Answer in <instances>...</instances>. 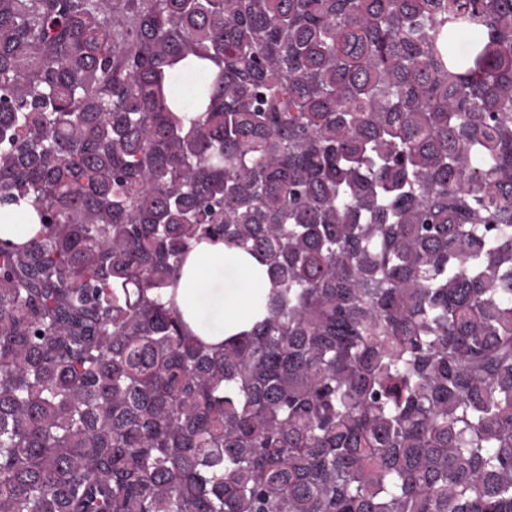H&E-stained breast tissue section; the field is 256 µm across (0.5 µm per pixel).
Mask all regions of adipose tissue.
Here are the masks:
<instances>
[{"label": "adipose tissue", "mask_w": 512, "mask_h": 512, "mask_svg": "<svg viewBox=\"0 0 512 512\" xmlns=\"http://www.w3.org/2000/svg\"><path fill=\"white\" fill-rule=\"evenodd\" d=\"M39 230L36 211L28 205L0 208V238L22 242ZM233 271L237 286L224 292V273ZM253 259H236L223 243L202 241L193 246L178 278V302L192 329L208 323L209 338L223 340L248 325L253 305L265 288Z\"/></svg>", "instance_id": "ef3b65f1"}]
</instances>
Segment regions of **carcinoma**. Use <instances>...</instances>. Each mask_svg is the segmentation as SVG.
<instances>
[{
  "instance_id": "carcinoma-1",
  "label": "carcinoma",
  "mask_w": 512,
  "mask_h": 512,
  "mask_svg": "<svg viewBox=\"0 0 512 512\" xmlns=\"http://www.w3.org/2000/svg\"><path fill=\"white\" fill-rule=\"evenodd\" d=\"M22 202L0 512H512V0H0ZM237 254L239 251L224 248V242L201 241L189 251L178 278V302L185 321L211 341H221L248 325L256 298L267 288L253 259L244 255L234 262ZM224 270L233 271L237 279L235 291L225 299L235 280L230 275L225 278ZM202 303L210 312L211 323L200 308ZM201 323L207 324L210 332L203 333Z\"/></svg>"
}]
</instances>
